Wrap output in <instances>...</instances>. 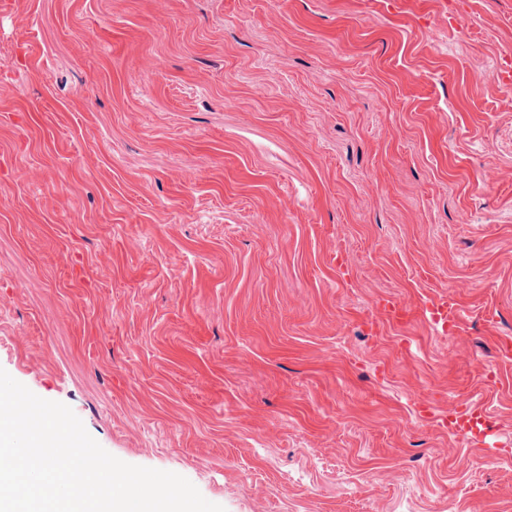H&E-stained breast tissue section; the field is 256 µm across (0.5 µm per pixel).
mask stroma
Masks as SVG:
<instances>
[{
	"mask_svg": "<svg viewBox=\"0 0 512 512\" xmlns=\"http://www.w3.org/2000/svg\"><path fill=\"white\" fill-rule=\"evenodd\" d=\"M509 61L512 0H0V368L225 512H512Z\"/></svg>",
	"mask_w": 512,
	"mask_h": 512,
	"instance_id": "stroma-1",
	"label": "stroma"
}]
</instances>
